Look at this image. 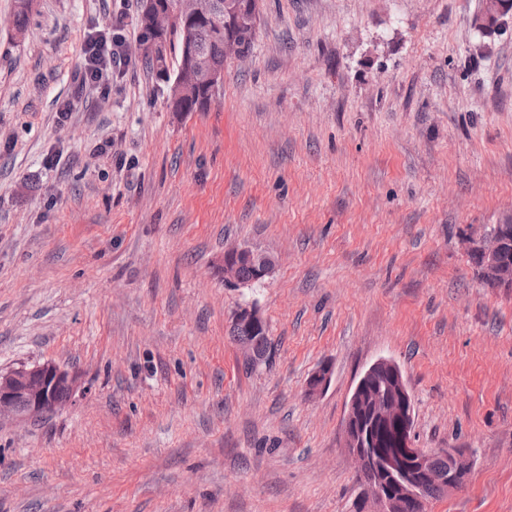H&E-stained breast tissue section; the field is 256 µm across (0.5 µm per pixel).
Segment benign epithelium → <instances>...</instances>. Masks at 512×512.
Instances as JSON below:
<instances>
[{
  "label": "benign epithelium",
  "instance_id": "1",
  "mask_svg": "<svg viewBox=\"0 0 512 512\" xmlns=\"http://www.w3.org/2000/svg\"><path fill=\"white\" fill-rule=\"evenodd\" d=\"M212 0H175L174 7L166 8L157 0H144V13L152 26L164 33L170 28L172 16L183 18H213ZM239 5L225 21L224 51L232 57L240 55L243 45L237 35L243 22L257 27L259 0H237ZM181 70L196 85L218 86L224 81V72L215 69L210 61L192 47L184 46ZM512 240V229L503 228L501 234H485L474 243L471 254L475 267L482 270V283L487 288L503 291L512 289V264L503 260L506 243ZM252 265L256 276L264 278L271 272L273 260L246 246H233L224 250V285L240 287L236 267L241 262ZM376 373L386 374L392 381L394 392L377 403L376 413L369 416L362 410V393L367 377ZM331 368L325 364L315 371L307 387V395L320 394L330 382ZM74 378L55 365L22 366L0 374V417L16 419L38 417L55 406L52 393L58 388L73 391ZM412 399L400 367L389 359L374 362L359 378L346 406L343 443L356 462V471L371 468L372 479L366 484L370 512H392L396 498H409L425 505L421 498L422 486L438 484L453 493L460 490V474L470 466L469 456L457 448H447L450 467L448 476L432 469L431 458L435 451L415 446L411 438ZM398 427L394 435V448L372 453L380 447V431L389 425Z\"/></svg>",
  "mask_w": 512,
  "mask_h": 512
}]
</instances>
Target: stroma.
Instances as JSON below:
<instances>
[{"mask_svg": "<svg viewBox=\"0 0 512 512\" xmlns=\"http://www.w3.org/2000/svg\"><path fill=\"white\" fill-rule=\"evenodd\" d=\"M484 7L260 0L249 56L181 113L137 6L33 0L23 37L0 27V373L77 381L0 419V512H355L343 420L381 358L414 444L473 455L427 512H512V290L468 255L512 222V15L485 31ZM122 10L128 65L79 89ZM234 245L269 276L226 287ZM242 305L273 345L251 370Z\"/></svg>", "mask_w": 512, "mask_h": 512, "instance_id": "1", "label": "stroma"}]
</instances>
